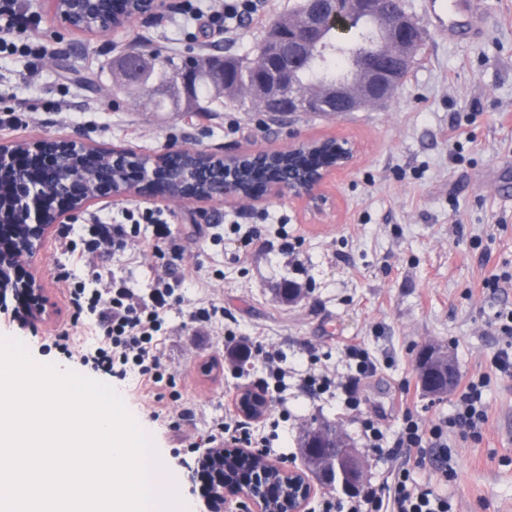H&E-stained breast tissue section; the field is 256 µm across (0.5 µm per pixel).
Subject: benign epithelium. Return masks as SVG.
I'll return each instance as SVG.
<instances>
[{
	"label": "benign epithelium",
	"mask_w": 512,
	"mask_h": 512,
	"mask_svg": "<svg viewBox=\"0 0 512 512\" xmlns=\"http://www.w3.org/2000/svg\"><path fill=\"white\" fill-rule=\"evenodd\" d=\"M319 0H305L308 21L293 29V38L288 43L272 39L266 52L255 60V70L262 75L260 110L272 114L308 112L315 106H331L334 112H357L369 106H378L388 101L395 87L403 79L414 62L418 46L417 26L406 13L403 0H337V6L323 11ZM377 19L386 35L403 45V53L390 56L383 62H371L362 71L336 81L328 98L323 103L310 91L302 90L289 82V69L273 65L286 54L298 61L309 43L311 36L321 28L332 27L341 39L348 38L351 26L359 17ZM58 149L48 145V139L39 138L25 142L0 143V181L13 175L19 177L13 187L14 200L26 217L21 230L2 227L0 233H21L26 240L23 248L0 246V313L23 322L34 323L51 317L53 306L46 295L42 282L33 275H24L22 267L43 245L53 225L65 217V213L79 211L87 200L73 193L63 197L58 207L62 213L52 214L40 194L41 183L54 177L60 163L59 153L66 151L89 158H99L102 149L71 139L56 138ZM196 157V170L206 173L219 166L224 174L220 192L211 195H194L182 188L174 187L166 178L160 158L154 154L149 158L131 152L125 154L126 175L121 182L112 181L108 172L99 174L94 187V198L146 197L159 194L169 201L182 203L224 200L231 204L262 202L271 197L288 196L306 203L316 214H322L332 206L329 197L321 192L322 185L333 175L350 169L357 157V147L343 137L299 140L281 153L296 156L304 154L311 163L302 165L305 175L288 177L286 180H266L250 191L243 189L241 177L235 163H244L258 156L272 155V150H238L224 154L208 153L192 149ZM21 305V310H9L8 301ZM442 367H430L423 373L430 390L438 394L451 386L453 365L449 353H444ZM229 457L233 460L247 458L256 471L251 480H237L233 475L216 471L215 486L207 496L209 512H230V501L224 491L240 495L251 512H308V505L315 488L309 472L320 467L316 459L307 463L304 469L286 467L280 462L258 457L242 448L227 446L203 456L201 464L209 467L212 457Z\"/></svg>",
	"instance_id": "7a95c632"
}]
</instances>
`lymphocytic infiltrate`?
Here are the masks:
<instances>
[{
  "label": "lymphocytic infiltrate",
  "instance_id": "f902f5d3",
  "mask_svg": "<svg viewBox=\"0 0 512 512\" xmlns=\"http://www.w3.org/2000/svg\"><path fill=\"white\" fill-rule=\"evenodd\" d=\"M36 38L30 24L20 11L18 0H0V53L18 50L35 51ZM170 288H155L144 302L133 299L130 289L113 291L86 290L78 285L69 291L73 309L72 321H79L85 305L101 308L102 336L97 337L86 356L106 368L121 366L132 373L140 398L148 403L153 417L166 412L163 404V386L174 385V377L164 376L160 370L159 350L163 338L164 311L169 306ZM485 378L463 380L459 389L456 413L452 418L432 426L423 425L413 414H406L404 426L394 446L396 465L391 485L372 489L347 503L326 501L324 512H450L448 502L436 493L433 486L417 485L410 480L413 454L427 448L447 445L449 430L476 438L488 419L482 389Z\"/></svg>",
  "mask_w": 512,
  "mask_h": 512
}]
</instances>
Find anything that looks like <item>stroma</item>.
Listing matches in <instances>:
<instances>
[{"instance_id": "1", "label": "stroma", "mask_w": 512, "mask_h": 512, "mask_svg": "<svg viewBox=\"0 0 512 512\" xmlns=\"http://www.w3.org/2000/svg\"><path fill=\"white\" fill-rule=\"evenodd\" d=\"M427 2L405 0L424 41L418 63L390 101L333 118L311 112L274 118L229 105L202 115L152 111L134 90L116 86L113 62L134 44L164 55H207L225 47L246 53L295 0H262L261 21H244L226 35L209 23L219 0H196L194 19L182 14L181 0H169L153 17L103 35L54 19L42 0H19L48 53L35 65L18 54H0V117L13 113L22 120L15 128L0 125V141L60 137L139 153L275 150L326 136L358 146L353 167L323 187L333 203L324 215L285 197L254 206L172 203L159 196L92 201L54 225L31 260L56 307L52 319L34 327L0 319V335L22 340L38 361L120 393L160 457L178 471L190 512L207 510L194 471L211 420L237 415L240 391L264 387L269 379L258 358L239 369L226 362L234 336L259 339L282 356L287 371L282 403L253 422L261 436L271 421L279 423L269 458L304 468L300 435L312 422L329 421L347 434L373 488L388 479L391 466L384 450L370 446L364 422H377L391 438L405 412L428 425L450 416L455 393L425 395L415 361L423 346H446L459 377H486L488 420L476 440L449 432L454 480L438 481L434 448L413 464L411 475L436 484L451 512H512V376L491 367L493 355L512 346L500 331L503 317H512V0H479L482 31L465 41L437 31ZM148 208L160 211L172 230L159 252L142 248L154 239L146 223L139 241L120 251L97 249L76 262L61 247L63 232L81 247L92 224H123L129 211ZM253 227L262 235L248 259L239 261V233ZM61 265L70 281L57 280ZM185 265L197 266L196 280L181 281ZM96 270L140 297L163 280L182 301L165 318L161 362L177 386L175 398L165 401L164 418H150L135 380L82 363L97 334V315L74 327L71 354L51 346V333L70 321L69 283L95 288ZM288 280L301 290L292 302L278 293ZM211 304L223 307L229 320L209 329L189 322L193 308ZM351 345L368 354L375 366L371 377L358 376L346 354ZM310 375L329 378L332 390L307 391L303 380ZM350 383L359 402L352 411L339 403ZM405 385L411 393L406 404Z\"/></svg>"}]
</instances>
